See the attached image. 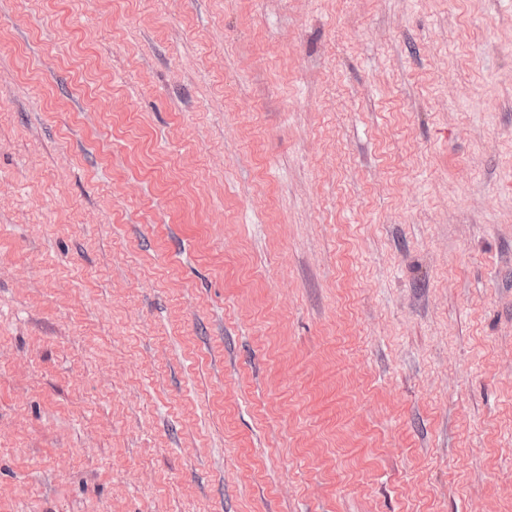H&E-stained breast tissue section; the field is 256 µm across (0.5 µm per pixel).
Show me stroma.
Segmentation results:
<instances>
[{"label": "stroma", "instance_id": "stroma-1", "mask_svg": "<svg viewBox=\"0 0 512 512\" xmlns=\"http://www.w3.org/2000/svg\"><path fill=\"white\" fill-rule=\"evenodd\" d=\"M1 195L0 512H512V0H0Z\"/></svg>", "mask_w": 512, "mask_h": 512}]
</instances>
